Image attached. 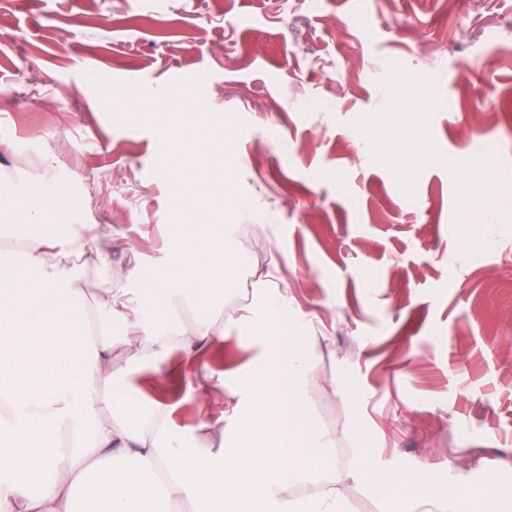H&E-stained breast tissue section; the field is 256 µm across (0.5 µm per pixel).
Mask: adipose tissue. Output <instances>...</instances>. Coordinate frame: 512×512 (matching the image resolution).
<instances>
[{
  "label": "adipose tissue",
  "mask_w": 512,
  "mask_h": 512,
  "mask_svg": "<svg viewBox=\"0 0 512 512\" xmlns=\"http://www.w3.org/2000/svg\"><path fill=\"white\" fill-rule=\"evenodd\" d=\"M56 200L53 179L43 178L16 227L23 266H0V472L10 476L0 485V512H346V477L393 512H474L475 494L461 482L411 499L407 477L378 482L367 464L337 467L338 435L316 426L305 406L323 342L310 313L269 270L254 282L252 303L224 307V276L244 256L232 225L202 223L174 195L179 232L159 278L134 288L123 280L90 296L62 260L79 253L111 277L112 227L89 224L76 237L35 232ZM231 335L250 348L261 386L202 362ZM175 348L198 362L187 396L224 407L187 435L225 432L238 451L183 447L161 404L131 418L113 354L137 366L160 363ZM296 482L307 495H289Z\"/></svg>",
  "instance_id": "1"
}]
</instances>
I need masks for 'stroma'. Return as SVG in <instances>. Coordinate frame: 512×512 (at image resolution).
I'll list each match as a JSON object with an SVG mask.
<instances>
[{
	"instance_id": "obj_1",
	"label": "stroma",
	"mask_w": 512,
	"mask_h": 512,
	"mask_svg": "<svg viewBox=\"0 0 512 512\" xmlns=\"http://www.w3.org/2000/svg\"><path fill=\"white\" fill-rule=\"evenodd\" d=\"M392 62L437 78L443 154L491 143L512 181V0H0V172L52 165L44 223L133 239L118 275L168 262L173 190L267 225L251 260L275 257L327 339L320 424L350 427L355 460L410 476V497L461 478L478 512H512V231L488 224L462 257L451 173L425 167L409 198L364 150L351 122L385 106ZM180 125L207 156L157 135ZM112 364L137 408L173 406V433L208 415L183 398L180 351L160 399L152 368Z\"/></svg>"
}]
</instances>
